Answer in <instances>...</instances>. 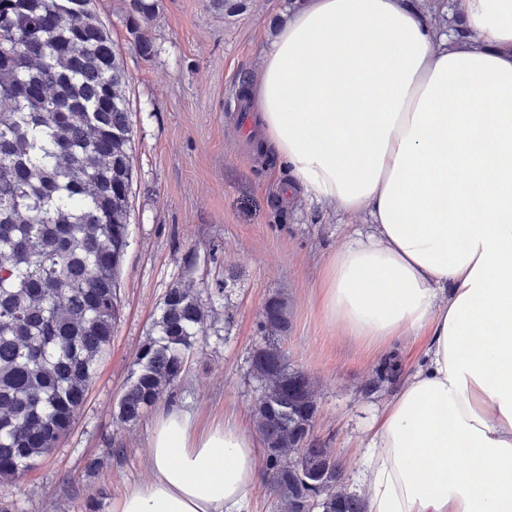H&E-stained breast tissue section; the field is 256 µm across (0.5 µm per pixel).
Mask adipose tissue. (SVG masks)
I'll return each instance as SVG.
<instances>
[{
	"label": "adipose tissue",
	"mask_w": 512,
	"mask_h": 512,
	"mask_svg": "<svg viewBox=\"0 0 512 512\" xmlns=\"http://www.w3.org/2000/svg\"><path fill=\"white\" fill-rule=\"evenodd\" d=\"M304 0L247 94L292 193L366 235L327 261V321L425 361L380 414L367 512H512V0ZM147 484L112 512H242L263 448L233 418L154 419Z\"/></svg>",
	"instance_id": "1"
}]
</instances>
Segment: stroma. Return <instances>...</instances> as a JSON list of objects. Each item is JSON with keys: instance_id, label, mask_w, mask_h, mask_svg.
Masks as SVG:
<instances>
[{"instance_id": "obj_1", "label": "stroma", "mask_w": 512, "mask_h": 512, "mask_svg": "<svg viewBox=\"0 0 512 512\" xmlns=\"http://www.w3.org/2000/svg\"><path fill=\"white\" fill-rule=\"evenodd\" d=\"M243 2L228 15L211 0H156L154 18L137 27L128 0L90 4L128 77L132 174L121 310L70 432L34 469L0 482V507L89 512L95 499L98 512H112L127 485L150 480L145 459L155 411L134 425L116 415L135 356L178 282L200 291L209 317L162 407L206 425L232 413L252 428L259 388L249 356L264 303L280 297L288 307L283 348L318 394L313 437L343 463L347 490H365L375 421L422 362L425 346L409 336L375 353L325 319V264L363 220L290 198L278 159L257 150L245 130L242 80L257 75L261 51L298 3ZM140 32L154 45L152 57L136 47ZM231 272L237 279L229 283Z\"/></svg>"}]
</instances>
